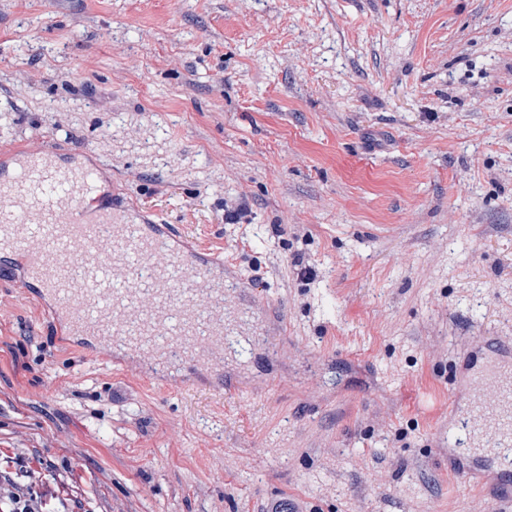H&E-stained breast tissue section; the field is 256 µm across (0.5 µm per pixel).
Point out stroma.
<instances>
[{
	"label": "stroma",
	"instance_id": "obj_1",
	"mask_svg": "<svg viewBox=\"0 0 512 512\" xmlns=\"http://www.w3.org/2000/svg\"><path fill=\"white\" fill-rule=\"evenodd\" d=\"M50 146L263 341L160 383L0 253V458L91 512H512L448 459L456 362L512 341V0H0V152Z\"/></svg>",
	"mask_w": 512,
	"mask_h": 512
}]
</instances>
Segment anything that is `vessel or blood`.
<instances>
[{
  "label": "vessel or blood",
  "instance_id": "vessel-or-blood-1",
  "mask_svg": "<svg viewBox=\"0 0 512 512\" xmlns=\"http://www.w3.org/2000/svg\"><path fill=\"white\" fill-rule=\"evenodd\" d=\"M98 167L84 156L62 163L58 152L0 155V248L37 282L67 340L91 349L119 347L153 357L223 365L224 284L243 277L223 257L185 250L169 224L137 223L101 202ZM70 259L84 285L53 273ZM497 384L493 431L473 426L470 448H449L471 474L496 472L497 495L512 499V345L493 343L481 364L458 377L473 406L485 403L479 380Z\"/></svg>",
  "mask_w": 512,
  "mask_h": 512
}]
</instances>
